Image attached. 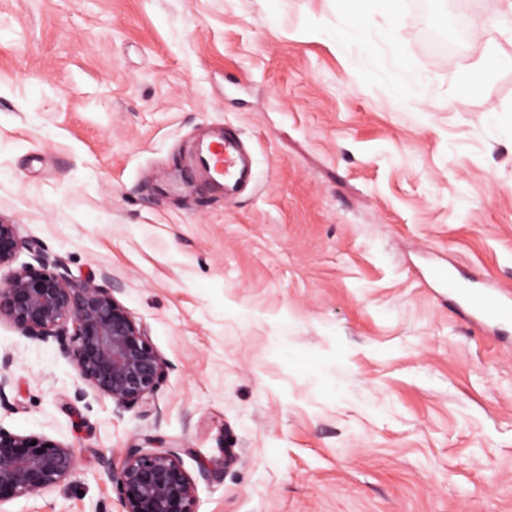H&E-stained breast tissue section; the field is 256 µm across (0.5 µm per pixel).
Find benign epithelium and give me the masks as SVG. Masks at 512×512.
Masks as SVG:
<instances>
[{"label":"benign epithelium","mask_w":512,"mask_h":512,"mask_svg":"<svg viewBox=\"0 0 512 512\" xmlns=\"http://www.w3.org/2000/svg\"><path fill=\"white\" fill-rule=\"evenodd\" d=\"M26 247L17 225L0 219V268L11 266ZM2 320L30 339L56 340L80 380L121 407H147L163 380L164 362L146 328L92 277L68 280L40 259L23 264L0 282ZM182 452L147 435L126 450L120 466L106 465L121 512H197ZM79 472L73 446L0 427V505L39 496Z\"/></svg>","instance_id":"benign-epithelium-1"}]
</instances>
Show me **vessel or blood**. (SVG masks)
<instances>
[{"label": "vessel or blood", "mask_w": 512, "mask_h": 512, "mask_svg": "<svg viewBox=\"0 0 512 512\" xmlns=\"http://www.w3.org/2000/svg\"><path fill=\"white\" fill-rule=\"evenodd\" d=\"M195 175L232 199L254 180V160L240 134L228 127L211 129L196 145L191 157ZM435 279L447 282L452 300L467 323L483 328L512 318V292L477 288L453 280L445 269L434 270Z\"/></svg>", "instance_id": "vessel-or-blood-1"}]
</instances>
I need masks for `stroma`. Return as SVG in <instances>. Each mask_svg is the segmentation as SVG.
<instances>
[{
	"label": "stroma",
	"mask_w": 512,
	"mask_h": 512,
	"mask_svg": "<svg viewBox=\"0 0 512 512\" xmlns=\"http://www.w3.org/2000/svg\"><path fill=\"white\" fill-rule=\"evenodd\" d=\"M336 0H0V218L94 277L165 363L149 413L0 322V427L74 444L75 483L0 512H121L101 462L185 448L197 512H512V324H467L428 277L512 289V23L500 0H408L429 78L397 106L318 23ZM486 32L494 80L457 88ZM242 132L233 200L189 166Z\"/></svg>",
	"instance_id": "1"
}]
</instances>
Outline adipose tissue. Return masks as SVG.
<instances>
[{
  "label": "adipose tissue",
  "instance_id": "1",
  "mask_svg": "<svg viewBox=\"0 0 512 512\" xmlns=\"http://www.w3.org/2000/svg\"><path fill=\"white\" fill-rule=\"evenodd\" d=\"M404 0H337L333 20L325 30L337 53L359 52L367 76L389 86L396 103L421 101L424 85L396 48L401 29L396 22ZM390 17V24L372 31L373 17Z\"/></svg>",
  "mask_w": 512,
  "mask_h": 512
}]
</instances>
